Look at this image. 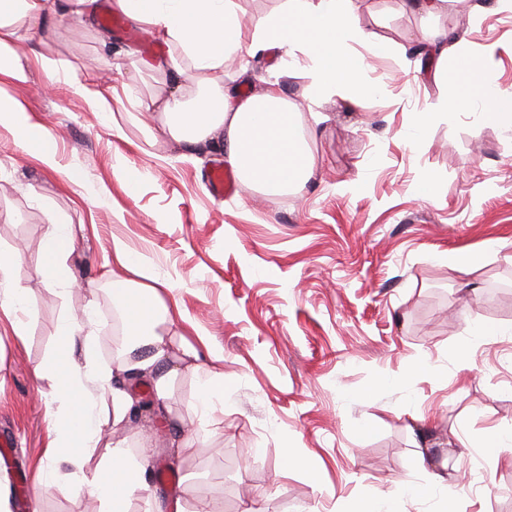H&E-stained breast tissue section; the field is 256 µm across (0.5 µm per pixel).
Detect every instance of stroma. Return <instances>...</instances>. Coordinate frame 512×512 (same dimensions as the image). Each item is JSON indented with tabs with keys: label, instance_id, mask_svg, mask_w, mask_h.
<instances>
[{
	"label": "stroma",
	"instance_id": "35a3bbf8",
	"mask_svg": "<svg viewBox=\"0 0 512 512\" xmlns=\"http://www.w3.org/2000/svg\"><path fill=\"white\" fill-rule=\"evenodd\" d=\"M357 7L363 28L398 47L365 56L381 91L356 106L334 97L313 108L305 71L292 67L290 98L317 169L300 193L272 198L242 185L216 200L204 175L222 154L151 143L128 120L168 89L162 74L141 68L143 42L52 14L17 39L27 79L0 73V89L55 136L59 168L43 167L0 128V245L20 252L14 280L31 291L26 340L0 323V437L10 439L0 483L11 512L97 510L86 491L56 480L69 465L40 466L48 383L34 369L53 352L63 317L91 297L99 357L111 361L105 282L116 239L175 282L174 299L224 358L222 423L195 421L198 379L184 372L167 426L146 411L117 431L135 455L139 428L156 432L134 512H154L158 499L184 512L201 501L210 512H243L244 484L266 512H368L379 493L390 512H512V449L481 446L489 428L512 424V263L488 250L498 240L512 253V131L462 112L422 140L408 136L412 113L457 84L453 61L447 83L435 84L417 52L421 27H452L476 50L495 51L496 80L512 87V7L469 0L466 13L451 4L429 18L409 0ZM108 87L117 93L107 106H91ZM427 174L429 199L420 194ZM54 213L86 227L71 257L82 285L66 295L36 285ZM456 251L477 258V271L451 266ZM475 326L505 333L470 335ZM180 425L197 443L175 459L169 441ZM421 442L451 495L415 494ZM288 449L302 463L285 464Z\"/></svg>",
	"mask_w": 512,
	"mask_h": 512
}]
</instances>
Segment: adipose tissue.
<instances>
[{"label": "adipose tissue", "mask_w": 512, "mask_h": 512, "mask_svg": "<svg viewBox=\"0 0 512 512\" xmlns=\"http://www.w3.org/2000/svg\"><path fill=\"white\" fill-rule=\"evenodd\" d=\"M93 2L0 0V69H11L14 79L25 80V72L13 65L17 29L37 31L56 8L82 24H92ZM112 7L133 24L180 47V56L142 61L143 69L165 73L176 83L190 72L201 77L205 95L196 104H188L178 86L165 98L151 101L167 140L186 151L203 144L217 148L246 187L272 197L303 188L315 174L316 157L285 84L273 79L263 90L244 93L236 79L220 77L225 60L274 49L281 69L303 65L309 79L308 100L338 96L357 104L378 87L365 78L364 58L351 51V44L375 54L393 49L361 27L354 0H284L279 10L254 23L239 15L236 0H112ZM421 43L435 64L436 79L444 78L452 55L461 61L464 78L452 100L414 113L413 139L424 137L439 116L453 117L481 97L491 105L482 120L512 127V90L496 83L491 66L474 55L464 38L452 29L426 30ZM0 126L10 129L44 166L55 167L54 135L31 122L20 103L2 94ZM76 236L73 225L57 220L47 225L38 266L43 287L63 294L76 286L69 263ZM19 260L18 252L0 247V313L10 317L14 336L22 339L29 327L17 316L26 301L24 289L13 285ZM174 288V282L159 277L145 256L113 240L108 291L123 321L122 348L111 364L99 361L94 332L97 303L91 299L80 315L63 318L55 351L36 370L39 379L50 382V402L55 406L47 457L53 465L72 466V479L97 500L98 512H131L146 487V457L131 455L122 443L103 440L104 426L126 425L141 386L152 388L157 410L163 413L173 379L189 371L199 379L192 407L199 425L214 424L224 411L222 357L214 353L209 362H201L191 341L176 338L175 329L185 316L178 302L167 299ZM99 447L104 453L97 459L93 453Z\"/></svg>", "instance_id": "1"}]
</instances>
